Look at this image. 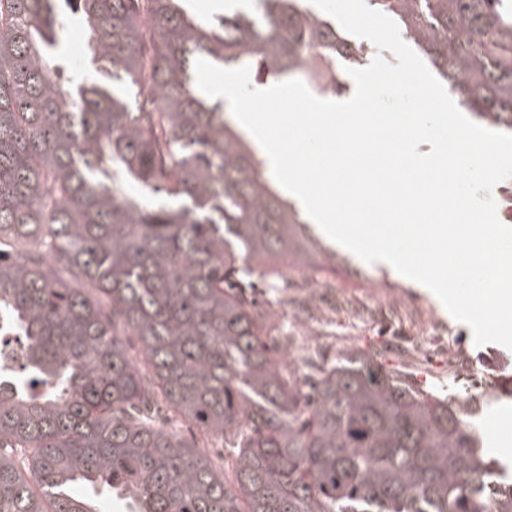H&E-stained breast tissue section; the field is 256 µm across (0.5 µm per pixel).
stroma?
Returning <instances> with one entry per match:
<instances>
[{"label":"stroma","instance_id":"1","mask_svg":"<svg viewBox=\"0 0 512 512\" xmlns=\"http://www.w3.org/2000/svg\"><path fill=\"white\" fill-rule=\"evenodd\" d=\"M70 22L71 35L61 47L63 81L101 80L86 63L79 14H71ZM320 272L341 291L332 308L317 307L314 288L300 275L284 291L267 287L259 293L263 299H286L288 314L277 320L281 335L302 332L307 320L320 324L323 340L313 360L337 363L366 353L421 390L437 394L453 386L479 401L492 395L502 377H512V350L475 345L469 326L441 311L414 282L342 249L335 264L321 265Z\"/></svg>","mask_w":512,"mask_h":512}]
</instances>
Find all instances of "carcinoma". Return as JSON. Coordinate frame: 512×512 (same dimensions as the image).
Wrapping results in <instances>:
<instances>
[{
    "mask_svg": "<svg viewBox=\"0 0 512 512\" xmlns=\"http://www.w3.org/2000/svg\"><path fill=\"white\" fill-rule=\"evenodd\" d=\"M69 3L112 84L63 90L69 15L0 0V357L21 351L0 368V512H98L102 491L128 512H512L469 399L367 355L311 364L304 387L251 299L254 276L332 256L299 236L195 61L343 95L344 66L370 47L306 0L212 22L177 0ZM367 4L461 106L512 131V0ZM159 397L232 440L234 485L151 422Z\"/></svg>",
    "mask_w": 512,
    "mask_h": 512,
    "instance_id": "carcinoma-1",
    "label": "carcinoma"
}]
</instances>
